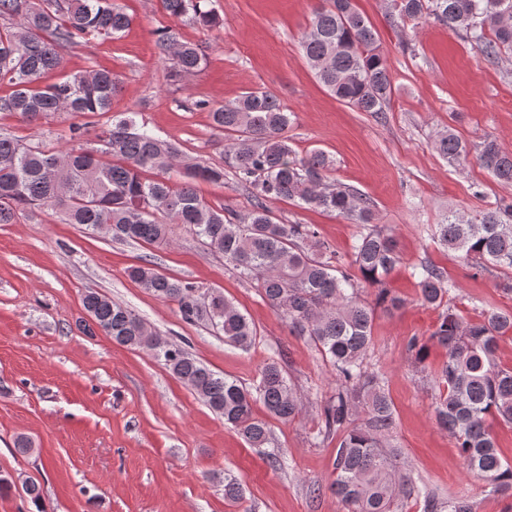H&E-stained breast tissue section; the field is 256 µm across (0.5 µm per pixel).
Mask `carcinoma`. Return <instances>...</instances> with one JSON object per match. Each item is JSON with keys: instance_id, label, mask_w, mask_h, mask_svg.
Segmentation results:
<instances>
[{"instance_id": "obj_1", "label": "carcinoma", "mask_w": 512, "mask_h": 512, "mask_svg": "<svg viewBox=\"0 0 512 512\" xmlns=\"http://www.w3.org/2000/svg\"><path fill=\"white\" fill-rule=\"evenodd\" d=\"M180 19L217 26L208 0H161ZM396 27L433 19L460 31L485 61L512 53V0H389ZM18 17L0 28V85L12 91L0 97V112L37 123L58 112L93 117L109 111L120 82L112 71L91 70L41 86L40 76L59 66L61 50L91 37L112 38L130 18L113 0H0V18ZM160 48L176 60L183 78L201 68L199 49L178 40L170 29L157 32ZM370 21L352 0H319L300 38L304 57L316 78L337 100L360 112L380 114L390 103L393 82ZM214 125L235 135L228 143L235 178L250 193L244 213L214 206L200 196L195 182H224V167L184 166V179L167 177L181 167L178 148L132 117L112 120L94 132L91 123L71 127L63 147L45 150L0 135V224H14L38 209L60 211L67 224L111 226L112 238L150 245L170 243L174 226L187 228L200 243L224 255L240 278L255 284L263 300L280 312L288 328L307 338L333 368L336 392L322 408L324 436L338 437L334 478L328 484L345 512H393L401 494L423 498L424 512H476L463 497L440 499L418 485L401 452L388 442L395 414L382 375L368 367L376 304L392 308L401 299L381 290L376 302L361 297L359 284L378 285L400 262L395 238L373 225L371 202L330 178L327 155L312 150L299 156L286 131L292 113L267 90L246 91L211 108ZM94 134L95 146L84 145ZM433 146L449 165L461 168L470 156L501 184L512 186V151L486 138L474 146L451 130L437 133ZM289 200L335 213L359 226L348 259L319 237L313 224H285L270 203ZM433 239L474 268L512 272V198L502 199L479 218L466 219L450 209L435 225ZM419 301L443 307L454 284L428 262L413 268ZM129 276L161 300L178 303L188 322L205 319L224 342L242 350L252 346L253 322L216 288L206 291L170 277L147 260ZM83 307L95 324L120 345L149 349L173 375L185 382L252 448H266L271 430L254 415L260 403L267 414L288 421L300 397L276 361L266 364L255 390L220 376L190 357L179 345L162 340L128 308L90 292ZM512 331V311L487 310L478 322H466L448 308L428 337L412 336L406 351L423 363L429 344L445 350L433 370L438 388L435 419L454 439L470 472L492 494L512 491V463L505 459L489 419L512 424V369L495 362L498 342Z\"/></svg>"}]
</instances>
